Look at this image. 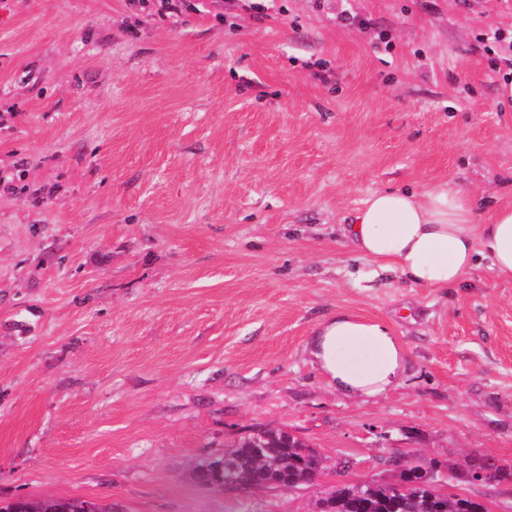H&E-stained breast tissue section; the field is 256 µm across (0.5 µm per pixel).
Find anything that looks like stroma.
<instances>
[{
  "label": "stroma",
  "mask_w": 512,
  "mask_h": 512,
  "mask_svg": "<svg viewBox=\"0 0 512 512\" xmlns=\"http://www.w3.org/2000/svg\"><path fill=\"white\" fill-rule=\"evenodd\" d=\"M0 0V500L118 512H316L434 463L512 512V283L410 285L341 226L392 186L512 203V0ZM354 23L341 22V14ZM387 321L400 383L312 365L338 311ZM323 469L200 484L257 427ZM36 502L45 508L46 512H87V500L67 498H46Z\"/></svg>",
  "instance_id": "35a3bbf8"
}]
</instances>
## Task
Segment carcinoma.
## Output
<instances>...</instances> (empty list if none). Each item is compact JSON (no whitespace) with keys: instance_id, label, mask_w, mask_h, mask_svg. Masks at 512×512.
Listing matches in <instances>:
<instances>
[{"instance_id":"obj_1","label":"carcinoma","mask_w":512,"mask_h":512,"mask_svg":"<svg viewBox=\"0 0 512 512\" xmlns=\"http://www.w3.org/2000/svg\"><path fill=\"white\" fill-rule=\"evenodd\" d=\"M239 469L238 475L251 487H267L274 475L291 486L312 481L321 469V458L305 441L280 430L256 428L221 457L205 459L197 478L204 484L224 486V464ZM496 479L512 478V462L489 457L477 464ZM434 491L427 485L403 477L396 483L342 485L324 499L322 512H431ZM88 501L46 498L40 501L45 512H87ZM442 512H486L471 499L442 498Z\"/></svg>"}]
</instances>
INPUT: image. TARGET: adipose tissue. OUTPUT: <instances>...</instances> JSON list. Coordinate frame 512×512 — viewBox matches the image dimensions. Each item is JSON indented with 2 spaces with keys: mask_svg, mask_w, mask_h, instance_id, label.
Here are the masks:
<instances>
[{
  "mask_svg": "<svg viewBox=\"0 0 512 512\" xmlns=\"http://www.w3.org/2000/svg\"><path fill=\"white\" fill-rule=\"evenodd\" d=\"M347 246L419 288L460 286L480 263L512 282V204L476 221L473 193L443 181L383 188L342 227ZM312 364L344 397H373L399 384L406 353L388 322L339 311L316 324Z\"/></svg>",
  "mask_w": 512,
  "mask_h": 512,
  "instance_id": "obj_1",
  "label": "adipose tissue"
}]
</instances>
